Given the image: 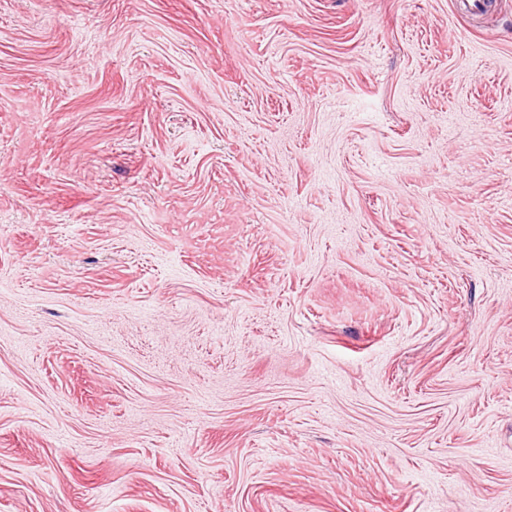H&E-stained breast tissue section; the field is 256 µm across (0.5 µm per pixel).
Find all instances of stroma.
<instances>
[{
	"label": "stroma",
	"mask_w": 512,
	"mask_h": 512,
	"mask_svg": "<svg viewBox=\"0 0 512 512\" xmlns=\"http://www.w3.org/2000/svg\"><path fill=\"white\" fill-rule=\"evenodd\" d=\"M0 512H512V0H0Z\"/></svg>",
	"instance_id": "obj_1"
}]
</instances>
